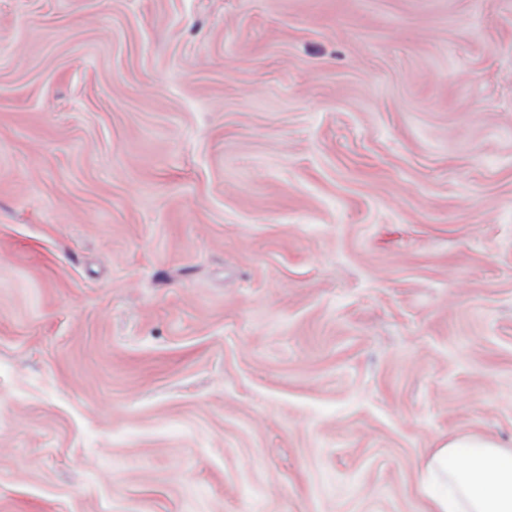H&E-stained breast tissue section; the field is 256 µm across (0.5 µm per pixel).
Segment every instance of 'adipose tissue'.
<instances>
[{
  "mask_svg": "<svg viewBox=\"0 0 512 512\" xmlns=\"http://www.w3.org/2000/svg\"><path fill=\"white\" fill-rule=\"evenodd\" d=\"M423 469L427 512H512V448L477 434H452Z\"/></svg>",
  "mask_w": 512,
  "mask_h": 512,
  "instance_id": "1",
  "label": "adipose tissue"
}]
</instances>
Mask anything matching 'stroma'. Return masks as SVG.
<instances>
[{
  "label": "stroma",
  "mask_w": 512,
  "mask_h": 512,
  "mask_svg": "<svg viewBox=\"0 0 512 512\" xmlns=\"http://www.w3.org/2000/svg\"><path fill=\"white\" fill-rule=\"evenodd\" d=\"M512 448V0H0V512H424ZM423 469L427 512H512V448L477 434H452ZM434 484L443 490L434 491Z\"/></svg>",
  "instance_id": "35a3bbf8"
}]
</instances>
